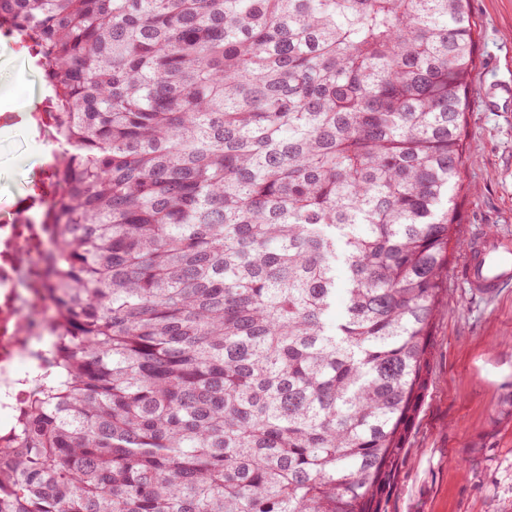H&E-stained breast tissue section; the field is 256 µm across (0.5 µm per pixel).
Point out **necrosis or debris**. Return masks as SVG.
Masks as SVG:
<instances>
[{"label":"necrosis or debris","instance_id":"1","mask_svg":"<svg viewBox=\"0 0 512 512\" xmlns=\"http://www.w3.org/2000/svg\"><path fill=\"white\" fill-rule=\"evenodd\" d=\"M51 241L33 202L19 203L0 221V434H13L18 406L55 308L44 286Z\"/></svg>","mask_w":512,"mask_h":512}]
</instances>
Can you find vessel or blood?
<instances>
[{
	"label": "vessel or blood",
	"instance_id": "vessel-or-blood-1",
	"mask_svg": "<svg viewBox=\"0 0 512 512\" xmlns=\"http://www.w3.org/2000/svg\"><path fill=\"white\" fill-rule=\"evenodd\" d=\"M467 284L485 297L512 287V238L488 235L474 240L465 261Z\"/></svg>",
	"mask_w": 512,
	"mask_h": 512
}]
</instances>
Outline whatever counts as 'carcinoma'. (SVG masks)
Instances as JSON below:
<instances>
[{
  "label": "carcinoma",
  "instance_id": "1",
  "mask_svg": "<svg viewBox=\"0 0 512 512\" xmlns=\"http://www.w3.org/2000/svg\"><path fill=\"white\" fill-rule=\"evenodd\" d=\"M468 3L0 0L68 155L0 512H383L454 239Z\"/></svg>",
  "mask_w": 512,
  "mask_h": 512
}]
</instances>
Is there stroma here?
<instances>
[{"label": "stroma", "mask_w": 512, "mask_h": 512, "mask_svg": "<svg viewBox=\"0 0 512 512\" xmlns=\"http://www.w3.org/2000/svg\"><path fill=\"white\" fill-rule=\"evenodd\" d=\"M477 62L470 77L466 158L455 195L457 235L512 236V0H469ZM0 214L37 193L41 152L28 114L43 93L34 59L0 49ZM466 255L450 252L439 282L430 366L395 479L382 494L385 512H512V288L492 299L474 295L459 271Z\"/></svg>", "instance_id": "stroma-1"}]
</instances>
